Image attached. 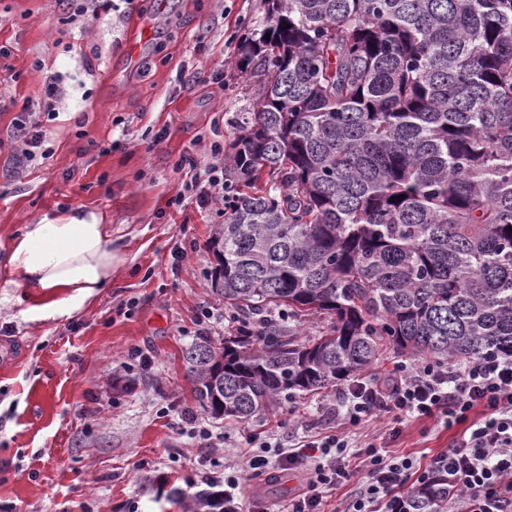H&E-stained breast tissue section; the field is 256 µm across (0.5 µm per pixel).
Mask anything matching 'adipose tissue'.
<instances>
[{"label": "adipose tissue", "instance_id": "obj_1", "mask_svg": "<svg viewBox=\"0 0 512 512\" xmlns=\"http://www.w3.org/2000/svg\"><path fill=\"white\" fill-rule=\"evenodd\" d=\"M119 261L108 226L95 213L79 210L24 225L5 257L17 286L39 301L40 312L60 318L108 287Z\"/></svg>", "mask_w": 512, "mask_h": 512}]
</instances>
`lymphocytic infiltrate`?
<instances>
[{"label":"lymphocytic infiltrate","mask_w":512,"mask_h":512,"mask_svg":"<svg viewBox=\"0 0 512 512\" xmlns=\"http://www.w3.org/2000/svg\"><path fill=\"white\" fill-rule=\"evenodd\" d=\"M17 168L48 158L36 118L13 130ZM342 430L304 435L281 451L282 469L309 472L305 490L286 512H325L329 493L354 490L341 512H402L407 484L448 476V512H512V353L490 351L464 363L399 362L390 382L362 379L345 390ZM385 419L379 443L353 447L349 432ZM434 420L454 430L447 449L428 458L389 455L380 443L412 423Z\"/></svg>","instance_id":"obj_1"}]
</instances>
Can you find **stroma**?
I'll list each match as a JSON object with an SVG mask.
<instances>
[{
    "label": "stroma",
    "mask_w": 512,
    "mask_h": 512,
    "mask_svg": "<svg viewBox=\"0 0 512 512\" xmlns=\"http://www.w3.org/2000/svg\"><path fill=\"white\" fill-rule=\"evenodd\" d=\"M261 0H156L119 4L88 30L56 0H0V256L23 225L73 208L112 227L121 261L80 312H34L26 289L0 276V512H180L170 486L192 494L235 462L249 438L280 447L331 429L341 391L292 398L278 414L241 422L194 402L182 351L196 337L223 340L235 309L211 292L208 241L222 202L183 190V158L199 168L228 146L257 88L231 67ZM223 84L209 82L212 71ZM62 75L56 119L44 120L50 158L16 174L11 138ZM169 127L163 141L156 131ZM183 193L181 207L170 206ZM182 258H175V251ZM220 442L201 449L195 423ZM448 430L414 424L390 443L418 456L448 446ZM303 474L244 473L242 495L281 512Z\"/></svg>",
    "instance_id": "stroma-1"
}]
</instances>
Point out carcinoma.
I'll use <instances>...</instances> for the list:
<instances>
[{
  "mask_svg": "<svg viewBox=\"0 0 512 512\" xmlns=\"http://www.w3.org/2000/svg\"><path fill=\"white\" fill-rule=\"evenodd\" d=\"M262 5L235 61L258 89L208 242L210 288L240 316L223 343L183 350L196 404L271 414L388 347L447 362L512 352V0ZM272 308L331 326L299 342ZM169 498L224 512L209 490ZM406 499L448 512V478Z\"/></svg>",
  "mask_w": 512,
  "mask_h": 512,
  "instance_id": "cac0c4a2",
  "label": "carcinoma"
}]
</instances>
